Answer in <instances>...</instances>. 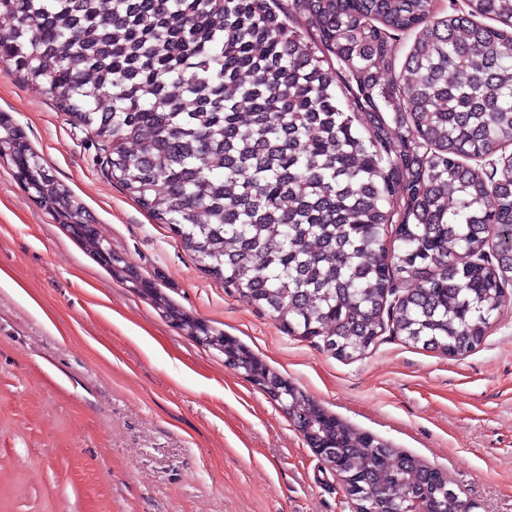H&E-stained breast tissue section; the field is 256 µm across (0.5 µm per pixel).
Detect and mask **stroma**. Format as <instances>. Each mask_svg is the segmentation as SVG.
<instances>
[{
  "mask_svg": "<svg viewBox=\"0 0 512 512\" xmlns=\"http://www.w3.org/2000/svg\"><path fill=\"white\" fill-rule=\"evenodd\" d=\"M0 62V112L175 307L348 425L512 512V287L481 347L383 334L340 359L204 272L98 161L93 135ZM0 512H352L267 393L111 275L0 163Z\"/></svg>",
  "mask_w": 512,
  "mask_h": 512,
  "instance_id": "1",
  "label": "stroma"
}]
</instances>
